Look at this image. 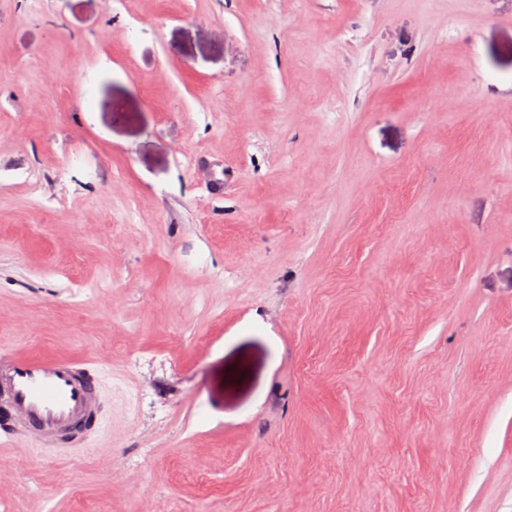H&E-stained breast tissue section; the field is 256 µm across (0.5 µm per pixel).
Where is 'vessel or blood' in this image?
I'll return each instance as SVG.
<instances>
[{
    "mask_svg": "<svg viewBox=\"0 0 512 512\" xmlns=\"http://www.w3.org/2000/svg\"><path fill=\"white\" fill-rule=\"evenodd\" d=\"M0 448L35 440L50 448L79 444L97 410L91 360L0 354Z\"/></svg>",
    "mask_w": 512,
    "mask_h": 512,
    "instance_id": "1",
    "label": "vessel or blood"
}]
</instances>
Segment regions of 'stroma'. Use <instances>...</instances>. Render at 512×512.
Instances as JSON below:
<instances>
[{"label":"stroma","mask_w":512,"mask_h":512,"mask_svg":"<svg viewBox=\"0 0 512 512\" xmlns=\"http://www.w3.org/2000/svg\"><path fill=\"white\" fill-rule=\"evenodd\" d=\"M2 352L0 512H512V0H0ZM89 359L0 354V450L39 441L50 448L79 444L97 410Z\"/></svg>","instance_id":"35a3bbf8"}]
</instances>
